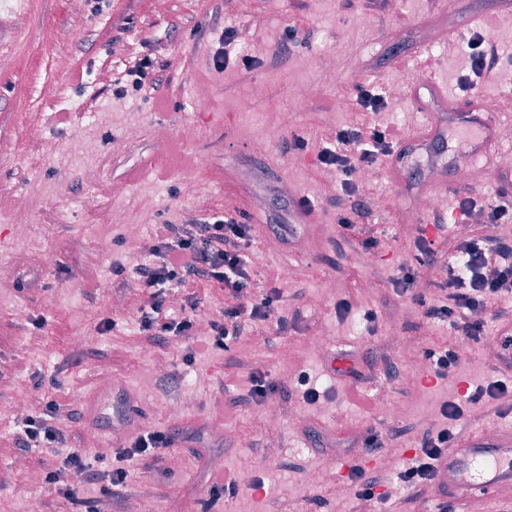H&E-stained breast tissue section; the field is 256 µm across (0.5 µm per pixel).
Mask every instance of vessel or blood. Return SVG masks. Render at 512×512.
Masks as SVG:
<instances>
[{
  "instance_id": "b4317fda",
  "label": "vessel or blood",
  "mask_w": 512,
  "mask_h": 512,
  "mask_svg": "<svg viewBox=\"0 0 512 512\" xmlns=\"http://www.w3.org/2000/svg\"><path fill=\"white\" fill-rule=\"evenodd\" d=\"M428 98L410 94L416 107L425 101L447 104L456 126L462 127L469 149L468 159L492 168L500 157V140L493 119L494 103L488 98L466 101L449 97L446 88L429 83ZM440 486L450 500L466 502L477 496L512 498V427L502 429L494 440L474 436L450 449L441 466Z\"/></svg>"
}]
</instances>
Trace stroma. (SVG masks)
I'll return each mask as SVG.
<instances>
[{
  "label": "stroma",
  "instance_id": "stroma-1",
  "mask_svg": "<svg viewBox=\"0 0 512 512\" xmlns=\"http://www.w3.org/2000/svg\"><path fill=\"white\" fill-rule=\"evenodd\" d=\"M12 7L21 13L20 23L0 30V238L11 255L0 270V406L24 391L41 400L65 397L75 414L62 419V429L78 434L82 447L104 453L142 429L201 430L207 439L195 450L177 442L168 479L158 480V467L151 461L134 467L133 479L148 487L138 498L143 512H195L194 502L206 495L214 474H238L242 456L253 459L256 472L287 504H307L309 496L320 491L327 498L321 512H351L352 500L333 493L347 474L345 453H338L335 467L327 470L321 469L320 456L330 441L352 439L382 420L376 404L359 403L352 389L406 406L407 421L422 431L442 424L439 407L456 395L459 381L484 383L488 371L482 355L474 352L447 383L401 395L388 385L382 365L367 363L371 338L364 315L372 310L379 324L393 322L406 331V345L397 352V372L411 381L426 365L425 341L407 329L419 320L413 304L383 309L386 290L375 284L377 271L397 270L411 258L413 237L404 231L406 220H432L431 214H415L410 200L412 189L429 180L421 169H408L404 182L397 183L388 167H381L377 216L385 235L372 265L341 255V229L333 210L319 209L318 223L299 230L288 245L275 239L272 224L287 217L295 198L318 197L324 170L315 156L326 134L362 122L357 110L339 107L349 96L355 73H362L364 82L377 86L384 96L400 99L407 95L401 76L416 62L444 81L449 95L464 96L460 79L466 73L467 48L462 36L471 29L512 28V0H503L496 9H462L458 0H442L436 7L430 0H403L400 12L370 28L361 26L359 13L342 12L339 0H312L304 16L295 15L291 0H264V18L258 23L248 10L226 12L224 0H112L100 15L89 13L85 0H14ZM451 10L456 13L455 27L444 29L434 42L417 43L420 30ZM227 25L247 34L245 51L251 56H263L291 25L298 27L303 43L282 67L256 69L248 76L236 64L219 71L212 64L217 38H198L195 29ZM116 35L122 41L115 46L111 40ZM145 41L159 44L169 63L162 85L149 102L116 98L112 84L124 59ZM330 54L340 63L337 82L330 81L323 68ZM255 82L265 86L263 97L251 95ZM310 84L317 88L315 107L294 113L296 92ZM196 94L206 96L205 110L193 111ZM133 124L144 129L136 142L126 136ZM272 124L281 125L282 136L269 146L265 131ZM158 127L169 132L161 153L151 138ZM35 132L62 147L86 140L87 153L78 162L64 150L43 155L31 139ZM295 135L307 141L306 152H288L286 143ZM465 149L452 131L437 148L453 165L450 188L440 198L441 213L449 223L456 218L457 199L482 200L497 189L489 171L478 179L462 178L455 159ZM249 153L278 173L279 181L236 178L237 162ZM202 155L210 158L204 170L197 167ZM90 166L101 170L93 188L97 207L91 211L79 204L86 190L84 170ZM198 179L212 187L202 200L189 193ZM19 195L32 199L38 219L26 238L16 235L17 224L25 220L13 205ZM253 195L264 197L262 211L249 210ZM203 204L219 214L248 209L257 234L251 252L254 264L264 273L293 267L292 278L278 280L277 286L291 307L318 319L311 330L294 328L285 336L265 330L252 336L249 361L284 385L277 399L289 412L281 416L278 434L290 454L320 469L319 484L309 483L301 472L282 475L278 458L258 445L265 428L246 413L216 419L215 398L248 389V368L226 367V354L205 349L199 338L187 345L145 348L133 320L141 293L136 283L122 289L113 279V264L130 268L137 262L133 234H150L153 225L164 221L187 222ZM102 235L111 244L103 255L98 252ZM116 294L124 299L122 307L112 305ZM317 296L323 299L318 307L313 304ZM343 298L351 301L352 312L341 321L335 305ZM19 305L43 318L44 326L20 329L13 314ZM105 318L115 325L107 334H97ZM323 329L332 341L314 347ZM84 336L96 356L64 367ZM29 338L40 342V353H25L22 342ZM190 347L196 354L193 365L187 366L181 357ZM152 358L168 363L165 378L150 377L147 364ZM303 375L327 389V398L308 405L295 396ZM175 387L190 403L178 420L171 415L173 403L167 396ZM128 395L140 408L131 422L124 418ZM297 414L303 416L304 426H294ZM15 420V415H0V474L10 478L7 487H0V506L7 512H70L67 502H49L41 485L27 481V472L40 470L41 455L13 447ZM217 425L238 430L237 441L226 445L210 439Z\"/></svg>",
  "mask_w": 512,
  "mask_h": 512
}]
</instances>
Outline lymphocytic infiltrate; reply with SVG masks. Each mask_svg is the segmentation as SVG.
<instances>
[{
	"label": "lymphocytic infiltrate",
	"mask_w": 512,
	"mask_h": 512,
	"mask_svg": "<svg viewBox=\"0 0 512 512\" xmlns=\"http://www.w3.org/2000/svg\"><path fill=\"white\" fill-rule=\"evenodd\" d=\"M468 48L471 75L463 79L464 88H474L475 78L501 73L504 65H512V47L498 42L490 33L472 36ZM167 68V61L154 50L137 53L126 61L124 74L115 81L112 93L135 99L154 92ZM399 145L395 132L366 122L331 133L317 152L319 163L332 168L340 180L342 193L329 205L351 250H372L381 244L376 230L364 223L367 203L358 193L354 175L358 167L387 162ZM459 211L464 221L456 225L446 243H438L428 237L425 227H418L415 265L400 266L387 276L386 284L396 297L417 305L426 321L448 326L447 340L424 351L427 368L419 378L420 384L435 386L447 380L465 360L467 350L473 348L486 353L494 378L466 390L462 401H445L440 408L444 425L420 434L414 457L395 472L385 475L351 465L347 480L354 500L384 504L396 491L413 501L438 490V459L472 433L464 404L487 401L497 417L512 415V410L500 403L511 389L504 377L512 372V346L502 339L489 340L486 332L491 321L512 325V238L485 232L486 225L512 223V173H500L494 199L478 202L462 198ZM150 239V251L133 269L145 295L135 320L147 345L161 347L194 336L203 307L199 290L206 284L220 286L231 300L222 319L210 325L207 339L212 349L230 350L262 325H275L281 333L287 331L288 319L281 312V289L261 288L255 280L250 258L254 242L251 225L232 216L202 214L188 224L153 225ZM424 267L446 270V277L437 283L443 299L431 302L418 291ZM72 414L69 401L50 399L18 419L12 433L16 447L46 452L50 464L41 475V483L62 495L72 512H100L98 501L78 497L79 484H94L106 497L125 499L131 468L146 458L165 463L178 440L172 431H144L120 448L111 461L104 453L70 446L60 421Z\"/></svg>",
	"instance_id": "1"
}]
</instances>
